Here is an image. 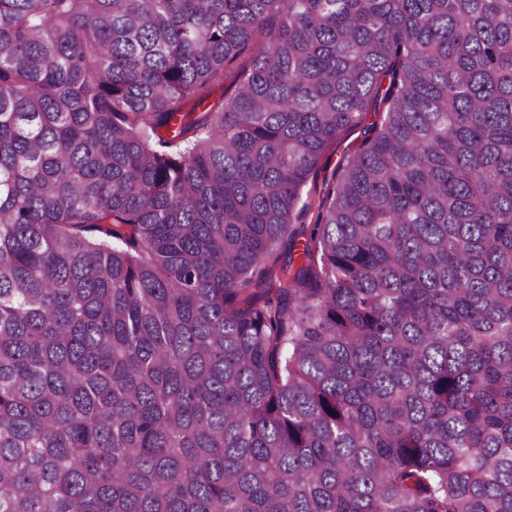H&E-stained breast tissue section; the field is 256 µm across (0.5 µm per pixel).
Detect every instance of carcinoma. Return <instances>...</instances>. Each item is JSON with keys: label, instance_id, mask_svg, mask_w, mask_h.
<instances>
[{"label": "carcinoma", "instance_id": "cac0c4a2", "mask_svg": "<svg viewBox=\"0 0 512 512\" xmlns=\"http://www.w3.org/2000/svg\"><path fill=\"white\" fill-rule=\"evenodd\" d=\"M0 512H512V0H0ZM364 131L365 128L359 126L343 132L336 141V147L327 151L319 163L314 182L310 181L306 187L311 201L318 202L325 186L332 182L339 160L359 147L365 138Z\"/></svg>", "mask_w": 512, "mask_h": 512}]
</instances>
